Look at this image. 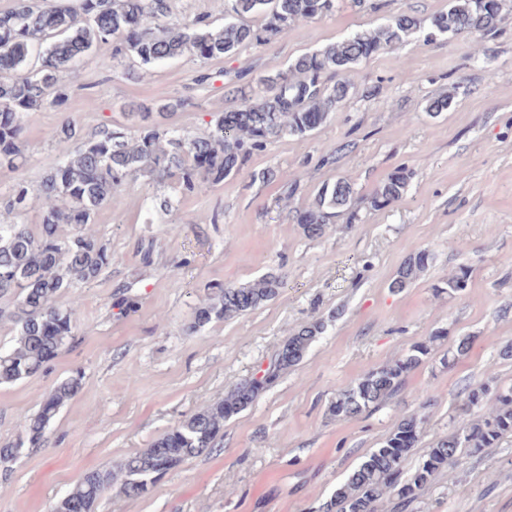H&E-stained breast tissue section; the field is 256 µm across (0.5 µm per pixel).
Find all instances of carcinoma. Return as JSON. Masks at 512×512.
Here are the masks:
<instances>
[{
	"label": "carcinoma",
	"instance_id": "cac0c4a2",
	"mask_svg": "<svg viewBox=\"0 0 512 512\" xmlns=\"http://www.w3.org/2000/svg\"><path fill=\"white\" fill-rule=\"evenodd\" d=\"M506 6V0H448L447 10L426 20L404 11L393 14L380 27L357 30L299 57L285 70L254 81L246 79L243 70H226L224 88L240 105L220 113L202 137L179 128L163 129L157 121L194 106L182 97L160 102L153 110L139 107L128 113L137 122L130 137L105 127L98 137L84 140L74 122L64 120L53 134L62 160L42 181L39 233L26 224H0V295L18 290L22 296L13 315L14 342L0 351V384L36 374L69 343L73 311L59 307L58 297L69 288L94 281L111 262L107 246L80 228L93 223L99 209L114 204L128 177L142 173L170 179L184 196L218 184L239 173L274 142L304 138L324 124L348 97L351 76L360 61L420 37L430 42L445 35L492 36L507 14ZM335 7L336 0H224V26L215 28L207 14L173 19L172 0H76L43 7L16 0L12 9L0 12V73L24 66L27 72L0 80V168L17 169L25 162L21 140L25 115L38 107H63L64 81L97 43L110 41L112 58L132 57L144 65L185 55L209 60L284 37L298 23L326 15ZM164 136L165 148L160 146ZM411 176L406 167L396 168L375 189L370 207L381 210L401 199ZM30 193L26 181L16 182L6 198L8 209L22 215ZM353 201V185L339 178L317 192L312 204L299 212L297 223L306 236L320 237L340 215L349 224L357 220ZM63 224L78 231L63 237L59 231ZM428 259L422 250L411 254L389 288L399 291L418 280ZM469 277V270L462 268L438 290L456 295L467 288ZM283 285L279 275L269 272L245 284L218 286L209 301L195 310L186 331L195 333L213 321L257 309L273 300ZM325 328L321 319L301 325L262 376L240 380L224 398L128 458L121 468V489L130 496L144 495L186 460L214 448L224 422L251 406L279 373L298 365ZM442 336L440 331L431 334L403 358L379 365L339 388L328 413L353 419L378 408L403 388L409 372L431 354ZM79 387L80 379L70 378L49 392L37 414L25 421V435L0 447V462L13 460L27 445H40L50 421ZM467 406L479 410L478 418L437 440L405 481L401 480L403 463L420 440L423 418L417 414L403 418L336 486L322 504V512H377L379 501L391 492L406 504L460 454H479L512 433V388L493 392L486 384L472 389ZM116 479L110 470L84 474L51 512H72L74 504L93 512L96 501Z\"/></svg>",
	"mask_w": 512,
	"mask_h": 512
}]
</instances>
